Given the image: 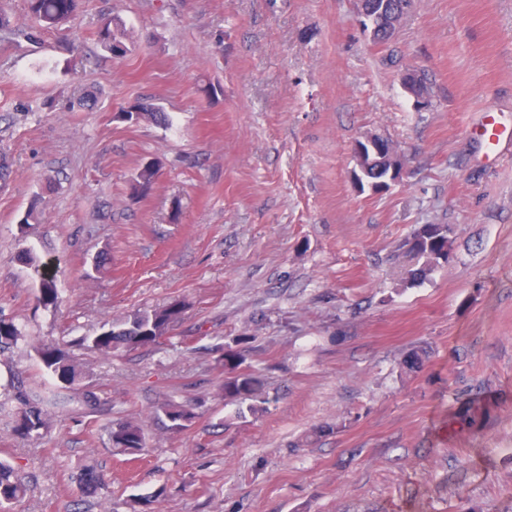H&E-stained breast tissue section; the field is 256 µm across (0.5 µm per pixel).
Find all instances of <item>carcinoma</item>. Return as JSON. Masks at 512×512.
Segmentation results:
<instances>
[{
  "instance_id": "cac0c4a2",
  "label": "carcinoma",
  "mask_w": 512,
  "mask_h": 512,
  "mask_svg": "<svg viewBox=\"0 0 512 512\" xmlns=\"http://www.w3.org/2000/svg\"><path fill=\"white\" fill-rule=\"evenodd\" d=\"M28 13L32 25L27 38L36 39L44 31L66 29L73 19L79 0H27ZM95 37L100 48L116 57L125 56L129 48L125 44L122 24L114 17L102 20L96 29ZM128 113L127 121L138 123L146 120L156 124L169 122L168 115L161 107L150 100H141L129 107L121 108ZM373 156L367 154L360 162V173L368 179L385 178L391 163H374ZM158 168L155 162L144 163L129 182L130 197L147 194L155 181ZM451 227L447 224H424L402 244L404 252L416 259V265L408 269L405 284L413 286L427 278L441 263L448 262L451 253ZM38 300L45 305L55 306L59 300L55 280L49 276L42 279ZM185 304L176 301L150 311H138L129 318L113 323L94 336H83L72 344L49 343L37 348L41 364L46 372L68 386L80 384L85 377L82 358L74 353V348L90 350L103 356H110L120 350L144 349L156 345L167 337L184 314ZM21 333L10 321L0 319V348L16 344ZM250 335L233 338V344L224 346V383L219 393L224 399L244 403L258 398L263 391L262 380L247 361L245 345L252 343ZM425 348L418 346L407 350L399 365L405 374L415 373L423 366ZM15 399L19 403L16 413L14 433L22 439H33L42 435L47 427L46 414L37 404L29 401L20 386L15 389ZM485 415L478 403L465 406L459 412V419L476 425ZM155 416L173 433L189 427L195 418L193 408L173 400L166 401L155 409ZM108 440L117 452L128 456H139L147 451L144 430L132 418L112 421L108 429ZM26 486L18 469L6 460L0 459V512H8L11 506L24 496Z\"/></svg>"
}]
</instances>
